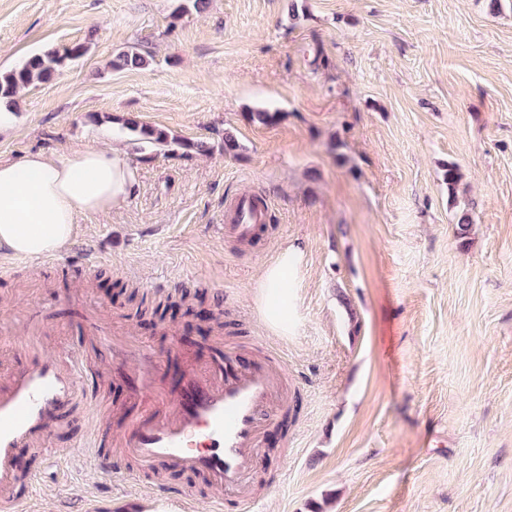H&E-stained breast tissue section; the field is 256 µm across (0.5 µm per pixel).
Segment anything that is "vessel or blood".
<instances>
[{
    "mask_svg": "<svg viewBox=\"0 0 512 512\" xmlns=\"http://www.w3.org/2000/svg\"><path fill=\"white\" fill-rule=\"evenodd\" d=\"M232 215L225 236L249 243L258 237L267 212L240 199ZM23 347L28 361L0 372V512H24L29 484L18 467L21 450L50 455L47 440L60 411L89 397L91 370L83 352H46L42 334L33 329ZM113 353L126 370L132 395L143 394L144 354L125 347ZM286 378L284 368L271 359L246 365L238 361L236 350L216 347L205 368L185 374L180 393L167 402L164 413L141 411L125 420L117 439L93 434L84 451L106 471L119 456L140 470L206 474L214 493H234L237 512H248L244 489L259 456L261 435L271 423L267 411Z\"/></svg>",
    "mask_w": 512,
    "mask_h": 512,
    "instance_id": "1",
    "label": "vessel or blood"
}]
</instances>
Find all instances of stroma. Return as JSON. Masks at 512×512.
Instances as JSON below:
<instances>
[{"instance_id":"35a3bbf8","label":"stroma","mask_w":512,"mask_h":512,"mask_svg":"<svg viewBox=\"0 0 512 512\" xmlns=\"http://www.w3.org/2000/svg\"><path fill=\"white\" fill-rule=\"evenodd\" d=\"M78 41L82 58L17 98L0 159L115 145L138 189L81 220L62 250L70 271L0 252V319L13 324L0 361L22 362L27 315L57 351L82 343L89 318L124 322L161 355L156 386L171 396L210 346H266L288 388L261 437L252 512H512V0L496 14L485 0H0V71ZM133 44L150 65L109 68ZM257 110L277 118L251 121ZM122 116L212 151L153 150ZM250 193L269 210L247 245L221 226L226 200ZM460 205L473 217L464 241ZM288 245L303 255L282 336L257 282ZM88 255L98 264L81 267ZM185 289L223 309L225 327L134 319ZM88 355L118 436L141 405L110 345ZM94 414L60 418L55 460L27 454V512H186L161 484L192 494L187 512H220L200 477L97 472L82 449Z\"/></svg>"}]
</instances>
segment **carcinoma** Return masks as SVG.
Listing matches in <instances>:
<instances>
[{"instance_id": "carcinoma-1", "label": "carcinoma", "mask_w": 512, "mask_h": 512, "mask_svg": "<svg viewBox=\"0 0 512 512\" xmlns=\"http://www.w3.org/2000/svg\"><path fill=\"white\" fill-rule=\"evenodd\" d=\"M88 47L83 43H73L59 49L49 48L31 56L22 66L8 72L0 73V99L12 100L31 85L48 83L60 75L61 69L68 61H75L87 53ZM151 55L140 48L128 46L112 54L109 66L116 70L144 68L150 64ZM119 122L137 139L156 146L170 149L174 153L181 150V155L205 154L208 147L204 142H190L172 137L161 128L138 122L132 118H121Z\"/></svg>"}]
</instances>
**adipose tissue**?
<instances>
[{
    "instance_id": "ef3b65f1",
    "label": "adipose tissue",
    "mask_w": 512,
    "mask_h": 512,
    "mask_svg": "<svg viewBox=\"0 0 512 512\" xmlns=\"http://www.w3.org/2000/svg\"><path fill=\"white\" fill-rule=\"evenodd\" d=\"M135 189V170L117 147L38 151L0 162V248L32 258L56 252L82 218L123 206ZM299 257V249H283L259 275L263 318L282 334L288 331V273Z\"/></svg>"
}]
</instances>
